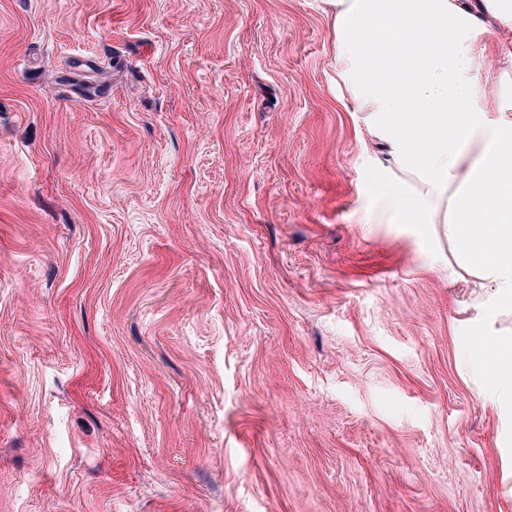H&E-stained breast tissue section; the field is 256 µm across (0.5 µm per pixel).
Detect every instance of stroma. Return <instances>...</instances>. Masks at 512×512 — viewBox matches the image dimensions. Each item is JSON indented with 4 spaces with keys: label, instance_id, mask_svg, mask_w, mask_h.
<instances>
[{
    "label": "stroma",
    "instance_id": "stroma-1",
    "mask_svg": "<svg viewBox=\"0 0 512 512\" xmlns=\"http://www.w3.org/2000/svg\"><path fill=\"white\" fill-rule=\"evenodd\" d=\"M381 152L325 0H0V512H512V298ZM512 385L511 383L506 386L498 384L495 386L479 385L475 388V395L482 403L498 407L501 405L505 397L512 398Z\"/></svg>",
    "mask_w": 512,
    "mask_h": 512
}]
</instances>
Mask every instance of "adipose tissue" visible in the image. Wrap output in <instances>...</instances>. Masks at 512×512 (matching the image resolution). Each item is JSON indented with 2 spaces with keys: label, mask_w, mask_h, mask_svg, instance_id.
Returning a JSON list of instances; mask_svg holds the SVG:
<instances>
[{
  "label": "adipose tissue",
  "mask_w": 512,
  "mask_h": 512,
  "mask_svg": "<svg viewBox=\"0 0 512 512\" xmlns=\"http://www.w3.org/2000/svg\"><path fill=\"white\" fill-rule=\"evenodd\" d=\"M337 78L387 152L380 216L440 225L460 269L512 297V111L479 105L473 30L497 26L512 74V0H330ZM385 33V47L369 38Z\"/></svg>",
  "instance_id": "obj_1"
}]
</instances>
